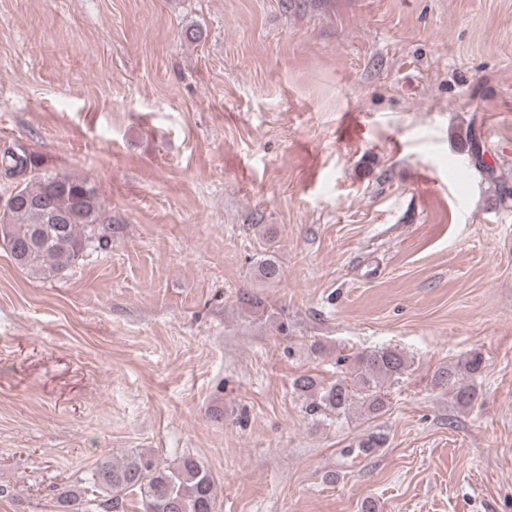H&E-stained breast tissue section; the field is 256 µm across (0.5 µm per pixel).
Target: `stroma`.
Returning <instances> with one entry per match:
<instances>
[{
  "mask_svg": "<svg viewBox=\"0 0 512 512\" xmlns=\"http://www.w3.org/2000/svg\"><path fill=\"white\" fill-rule=\"evenodd\" d=\"M511 141L512 0H0V152L106 233L54 280L0 250V512L133 450L215 512H512ZM381 347L384 411H307ZM482 370L483 358L479 353H474L455 365L438 368L433 380L436 386L451 392L458 405L467 407L472 404L476 394L474 387L466 383L465 379L480 375Z\"/></svg>",
  "mask_w": 512,
  "mask_h": 512,
  "instance_id": "1",
  "label": "stroma"
}]
</instances>
